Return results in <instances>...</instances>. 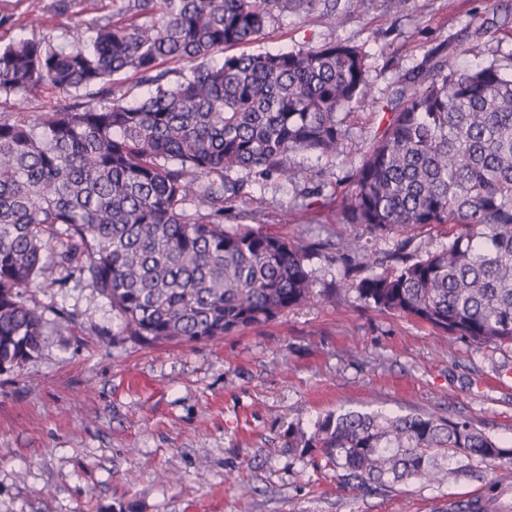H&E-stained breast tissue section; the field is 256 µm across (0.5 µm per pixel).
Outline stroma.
<instances>
[{"label": "stroma", "instance_id": "stroma-1", "mask_svg": "<svg viewBox=\"0 0 512 512\" xmlns=\"http://www.w3.org/2000/svg\"><path fill=\"white\" fill-rule=\"evenodd\" d=\"M112 0H0V44L48 38L67 44ZM488 20L482 38L476 17ZM512 0H406L393 15L385 0L329 23L321 12L283 11L247 45L250 53L297 50L341 39L367 52L373 97L426 64L434 47L450 62H488L511 49ZM63 95L42 88L25 101L0 96V121L36 119ZM379 121L368 109L346 114L344 155L294 157L309 187L323 194L305 206L291 181L245 184L225 224H244L305 246V265L321 296L273 322L199 343L145 345L125 336L110 304L49 269L35 297L47 320L68 315L72 331L46 336L22 367L0 371V512H449L475 489L488 512H512V482L497 463L457 457L439 485L400 484L386 492L356 487L327 465L319 449L299 455L288 432L313 433L329 414L433 412L469 420L512 449V344L451 338L418 321L367 308L357 293L323 291L347 278L348 261L312 242L361 238L382 257L401 236L340 223L348 172Z\"/></svg>", "mask_w": 512, "mask_h": 512}]
</instances>
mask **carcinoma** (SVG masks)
<instances>
[{
	"instance_id": "obj_1",
	"label": "carcinoma",
	"mask_w": 512,
	"mask_h": 512,
	"mask_svg": "<svg viewBox=\"0 0 512 512\" xmlns=\"http://www.w3.org/2000/svg\"><path fill=\"white\" fill-rule=\"evenodd\" d=\"M322 0H120L64 48L0 46V95H65L38 120L0 122V370L38 352L48 323L32 288L60 267L105 298L146 345L198 343L272 322L320 297L304 251L277 235L224 225L245 169L308 181L306 152H343L341 111L372 104L378 132L349 175L341 219L374 234L454 229L422 256L395 253L380 273L360 241L363 276L338 282L368 308L479 344L512 342V50L448 67L440 49L370 98L366 55L334 40L298 51H224L255 40L275 13ZM149 87L135 103L114 79ZM180 75L172 81L169 74ZM288 447L319 448L359 486L441 484L448 458L512 453L468 421L433 413L329 414Z\"/></svg>"
}]
</instances>
